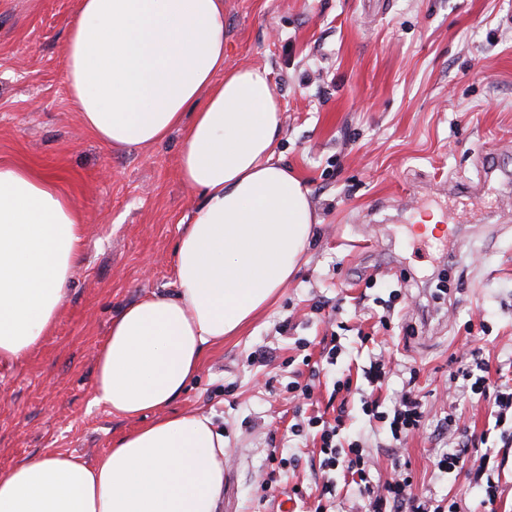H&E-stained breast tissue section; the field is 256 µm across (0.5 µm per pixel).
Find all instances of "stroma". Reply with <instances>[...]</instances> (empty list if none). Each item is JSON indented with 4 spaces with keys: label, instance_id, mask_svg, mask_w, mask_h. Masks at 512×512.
<instances>
[{
    "label": "stroma",
    "instance_id": "1",
    "mask_svg": "<svg viewBox=\"0 0 512 512\" xmlns=\"http://www.w3.org/2000/svg\"><path fill=\"white\" fill-rule=\"evenodd\" d=\"M77 5L0 0V164L53 176L86 224L54 326L36 350L0 363V477L56 454L93 462L134 428L94 403L96 354L120 307L174 292V247L197 200L178 174L181 132L116 149L82 128L63 80ZM224 31L225 68L270 69L283 109L276 159L302 179L320 222L277 301L209 350L172 405L224 434L221 512H279L283 500L312 512L326 480L335 512H365L341 472L320 469L319 441L291 427L324 411L350 374L348 433L364 442L371 480L385 481L388 431L361 410L371 392L362 369L380 355L394 364L382 398L410 382L426 398L424 427L402 450L416 492L487 512L483 491L436 462L448 413L478 432L490 421L487 406L446 394L453 357L479 350L491 381L512 378V0H224ZM487 157L501 179L477 199L457 193ZM432 213L444 229L434 238L417 230ZM459 234L468 254L456 260ZM332 340L333 366L322 356ZM307 356L320 373L305 404L288 385ZM273 449L283 463L269 462Z\"/></svg>",
    "mask_w": 512,
    "mask_h": 512
}]
</instances>
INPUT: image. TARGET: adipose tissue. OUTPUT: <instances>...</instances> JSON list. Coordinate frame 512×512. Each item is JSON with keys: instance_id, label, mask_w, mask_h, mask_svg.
I'll return each instance as SVG.
<instances>
[{"instance_id": "ef3b65f1", "label": "adipose tissue", "mask_w": 512, "mask_h": 512, "mask_svg": "<svg viewBox=\"0 0 512 512\" xmlns=\"http://www.w3.org/2000/svg\"><path fill=\"white\" fill-rule=\"evenodd\" d=\"M64 81L83 128L110 146L181 131L179 176L198 201L175 245V293L125 307L97 356L94 403L136 427L91 463H18L0 477V512H219L222 433L209 417L165 408L208 349L274 300L318 222L275 159L271 71L225 70L224 0H78ZM83 238L78 208L52 180L0 164V361L48 335Z\"/></svg>"}]
</instances>
